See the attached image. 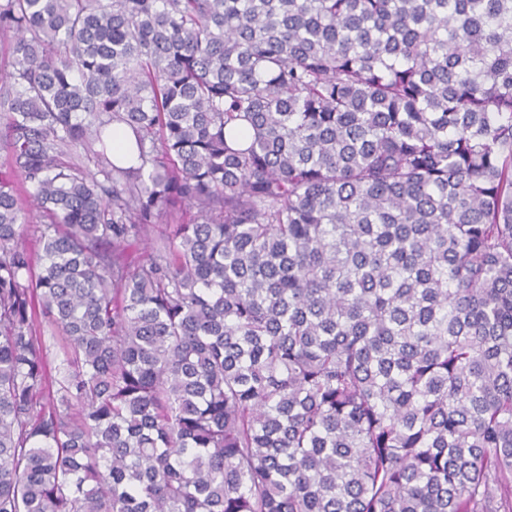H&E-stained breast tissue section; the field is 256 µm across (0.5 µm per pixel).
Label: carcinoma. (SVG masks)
Instances as JSON below:
<instances>
[{"label":"carcinoma","instance_id":"1","mask_svg":"<svg viewBox=\"0 0 512 512\" xmlns=\"http://www.w3.org/2000/svg\"><path fill=\"white\" fill-rule=\"evenodd\" d=\"M4 34L0 512H512V0H0Z\"/></svg>","mask_w":512,"mask_h":512}]
</instances>
